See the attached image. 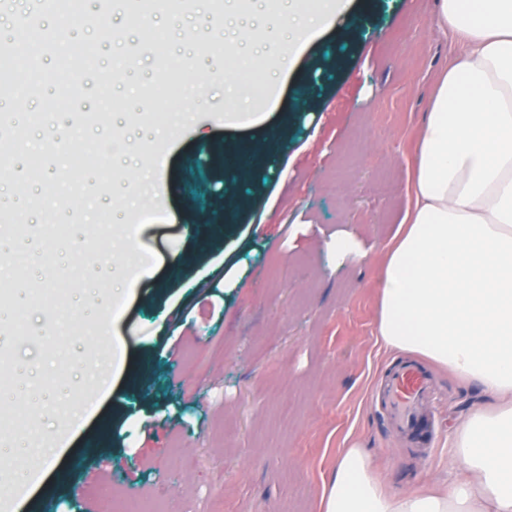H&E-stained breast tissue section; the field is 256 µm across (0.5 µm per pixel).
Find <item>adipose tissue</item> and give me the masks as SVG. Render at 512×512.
Returning <instances> with one entry per match:
<instances>
[{
    "label": "adipose tissue",
    "instance_id": "1",
    "mask_svg": "<svg viewBox=\"0 0 512 512\" xmlns=\"http://www.w3.org/2000/svg\"><path fill=\"white\" fill-rule=\"evenodd\" d=\"M432 28L466 50L432 96L413 203L388 250L377 335L489 395L449 437L448 475L393 491L354 444L336 456L317 512H512V0H438ZM207 0H180L141 27L189 48ZM344 0H224L225 122L252 80L280 79Z\"/></svg>",
    "mask_w": 512,
    "mask_h": 512
}]
</instances>
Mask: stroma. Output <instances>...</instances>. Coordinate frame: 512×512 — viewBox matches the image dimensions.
Returning a JSON list of instances; mask_svg holds the SVG:
<instances>
[{"label": "stroma", "mask_w": 512, "mask_h": 512, "mask_svg": "<svg viewBox=\"0 0 512 512\" xmlns=\"http://www.w3.org/2000/svg\"><path fill=\"white\" fill-rule=\"evenodd\" d=\"M436 17L437 0H349L258 104V125L225 124L224 58L212 49L197 55L217 79L196 127L164 110L176 99L194 105L180 77L141 88L146 109L128 120L161 130L138 162L164 196L134 210L114 191L133 175L98 143L124 108L107 79L93 106L96 141H74L58 163L31 153L21 170L0 159V179L55 170L88 186L46 217L38 270L54 296L0 320L17 338L0 361L42 370L29 390L0 392L25 412L32 446L21 453L14 427L0 425V512H29L47 491L50 512H103L100 487L170 512H315L337 451L356 441L389 459L402 492L429 465H447L449 433L482 402L472 387L437 375L428 449L400 440L369 405L391 360L376 331L384 253L409 206L429 101L461 51L433 36ZM268 128L277 138L257 169ZM102 192L123 256L113 276L88 284L77 274L103 239L87 230L64 263L55 246ZM339 235L364 258L337 257ZM88 286V311H68L69 295ZM59 381L80 382L84 402L48 403ZM19 471L33 482L17 485Z\"/></svg>", "instance_id": "stroma-1"}]
</instances>
